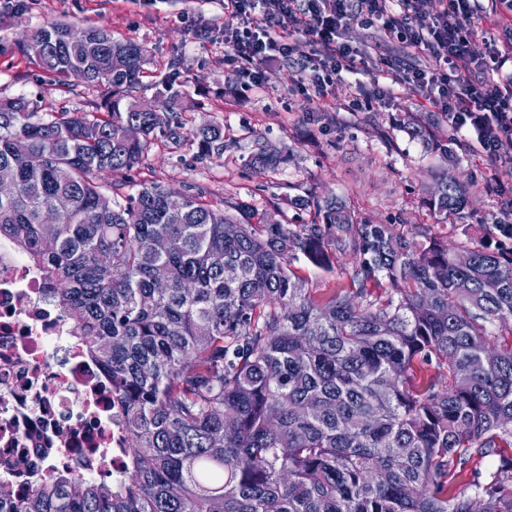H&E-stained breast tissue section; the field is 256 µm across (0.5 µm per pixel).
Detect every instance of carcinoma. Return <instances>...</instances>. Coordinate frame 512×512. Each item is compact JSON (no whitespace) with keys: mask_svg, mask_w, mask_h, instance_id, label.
Listing matches in <instances>:
<instances>
[{"mask_svg":"<svg viewBox=\"0 0 512 512\" xmlns=\"http://www.w3.org/2000/svg\"><path fill=\"white\" fill-rule=\"evenodd\" d=\"M25 50L97 89L100 104L41 114L23 95L0 96V182L13 185L0 195V236L103 369L124 477L53 468L24 492L0 483V512H512V458L448 495L473 456L512 448V345L488 330L512 334V257L411 244L335 198L302 201L314 221L295 228L195 195L172 205L156 184L115 201L93 174L128 172L149 138L176 134L178 64L140 112L130 95L146 77L143 44L54 23ZM129 122L137 141L123 136ZM197 137L224 153L219 128ZM258 160L275 169L287 157L265 149ZM428 204L445 219L464 209L455 174ZM46 209L58 223H41ZM347 251L355 290L318 298L289 268L302 255L330 269ZM433 357L445 386L417 373Z\"/></svg>","mask_w":512,"mask_h":512,"instance_id":"obj_1","label":"carcinoma"}]
</instances>
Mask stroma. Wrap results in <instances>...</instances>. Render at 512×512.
Segmentation results:
<instances>
[{
    "instance_id": "35a3bbf8",
    "label": "stroma",
    "mask_w": 512,
    "mask_h": 512,
    "mask_svg": "<svg viewBox=\"0 0 512 512\" xmlns=\"http://www.w3.org/2000/svg\"><path fill=\"white\" fill-rule=\"evenodd\" d=\"M57 22L144 43L152 71L173 57L182 62V128L176 138L154 140L131 173L97 174L107 194L124 197L157 184L217 204L228 199L292 225L314 215L300 200L333 196L359 220L391 225L409 240L428 236L512 255V241L501 242L496 229L512 198V159L486 161L437 114L424 113L430 133L453 150L444 161L404 127L406 113L417 109L405 91L352 112L350 90L339 81L332 87L334 108L322 110L301 89L297 65L282 60L264 64L262 88H244L224 62V34L238 21L225 14L222 0H0V96L25 95L42 112L94 110L97 91L76 80L60 85L25 51L32 30ZM205 124L223 127V154L201 152L195 131ZM263 148L286 154L287 163L275 170L255 163ZM446 171L458 175L469 203L440 220L425 203L426 188ZM355 266L349 254L329 270L301 257L292 262L320 295L351 288Z\"/></svg>"
}]
</instances>
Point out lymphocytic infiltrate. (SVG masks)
I'll use <instances>...</instances> for the list:
<instances>
[{
    "mask_svg": "<svg viewBox=\"0 0 512 512\" xmlns=\"http://www.w3.org/2000/svg\"><path fill=\"white\" fill-rule=\"evenodd\" d=\"M424 0H224V11L239 20L225 36L232 59L246 84L263 85L262 66L270 57L300 62L317 57L311 72L300 75L311 87L318 108L331 107L328 88L343 73L363 72L369 85H357L352 106L364 97L384 99L393 87L415 97L418 106L440 114L468 138L484 157L497 160L512 144V0H437L423 13ZM502 30L504 42L487 56L470 51L474 20ZM377 28L422 55L424 65L388 64L374 75L361 50L340 42L351 23Z\"/></svg>",
    "mask_w": 512,
    "mask_h": 512,
    "instance_id": "lymphocytic-infiltrate-1",
    "label": "lymphocytic infiltrate"
}]
</instances>
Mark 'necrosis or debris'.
<instances>
[{"instance_id":"4bbe7bcc","label":"necrosis or debris","mask_w":512,"mask_h":512,"mask_svg":"<svg viewBox=\"0 0 512 512\" xmlns=\"http://www.w3.org/2000/svg\"><path fill=\"white\" fill-rule=\"evenodd\" d=\"M112 401L25 257L0 237V479L79 462L112 445Z\"/></svg>"}]
</instances>
